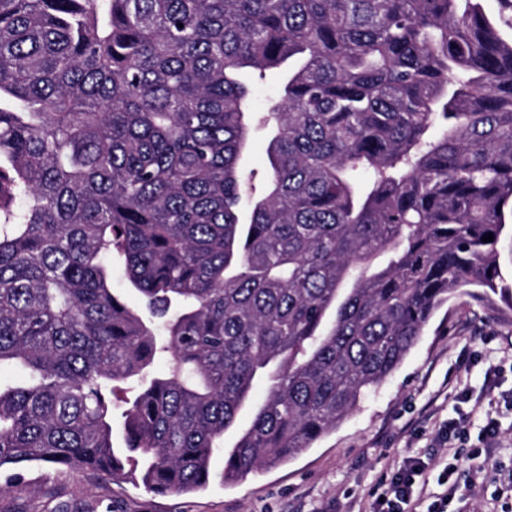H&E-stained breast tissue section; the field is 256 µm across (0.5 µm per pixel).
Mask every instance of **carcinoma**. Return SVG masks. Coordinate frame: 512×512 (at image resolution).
I'll use <instances>...</instances> for the list:
<instances>
[{"mask_svg": "<svg viewBox=\"0 0 512 512\" xmlns=\"http://www.w3.org/2000/svg\"><path fill=\"white\" fill-rule=\"evenodd\" d=\"M247 71L284 74L265 112ZM508 212L512 41L482 0H0V469L198 491L259 384L221 479L290 461L448 300L512 310ZM268 138L265 131H259L255 135L251 148L247 153L244 163L247 168H254L259 174L266 166V144ZM506 224L507 226L501 234L496 248L500 276L505 284L512 286V223L510 216H508Z\"/></svg>", "mask_w": 512, "mask_h": 512, "instance_id": "cac0c4a2", "label": "carcinoma"}]
</instances>
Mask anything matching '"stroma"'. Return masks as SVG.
<instances>
[{
	"label": "stroma",
	"instance_id": "1",
	"mask_svg": "<svg viewBox=\"0 0 512 512\" xmlns=\"http://www.w3.org/2000/svg\"><path fill=\"white\" fill-rule=\"evenodd\" d=\"M491 368L497 376L490 383ZM511 392L512 311L495 295L457 297L351 416L288 463L227 486L218 478L219 452L214 478L189 494H155L139 482L33 464L0 472V512H371L409 458L424 461L432 492L443 468L458 465L462 494L448 512H499L492 493L512 474V406L498 396ZM459 409L470 414L466 438L442 437ZM489 413L500 437L484 448L478 434Z\"/></svg>",
	"mask_w": 512,
	"mask_h": 512
}]
</instances>
